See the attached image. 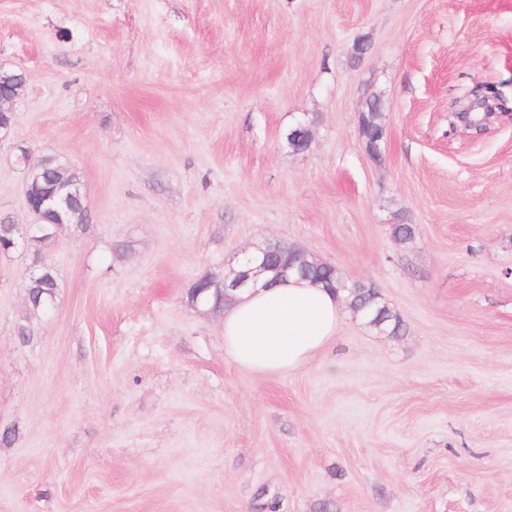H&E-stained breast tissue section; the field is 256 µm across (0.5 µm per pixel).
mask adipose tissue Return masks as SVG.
Instances as JSON below:
<instances>
[{"label": "adipose tissue", "instance_id": "obj_1", "mask_svg": "<svg viewBox=\"0 0 512 512\" xmlns=\"http://www.w3.org/2000/svg\"><path fill=\"white\" fill-rule=\"evenodd\" d=\"M340 320L335 293L291 276L238 292L225 304L224 350L257 375H284L322 353Z\"/></svg>", "mask_w": 512, "mask_h": 512}]
</instances>
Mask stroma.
<instances>
[{
  "label": "stroma",
  "instance_id": "35a3bbf8",
  "mask_svg": "<svg viewBox=\"0 0 512 512\" xmlns=\"http://www.w3.org/2000/svg\"><path fill=\"white\" fill-rule=\"evenodd\" d=\"M0 65V218L34 221L22 147L92 215L48 313L0 256V512H512V0H0ZM478 83L483 136L448 123ZM275 241L399 330L349 312L299 370L239 367L187 292ZM1 84H13L15 88L13 91L8 93L1 92L0 89V115L10 114L14 117V108L13 104L17 100L20 94V90L25 84V78H19V76L15 75L10 70L4 69L1 67L0 71ZM369 112V115L372 120V133H376L375 137L373 138V144L372 147V154L375 158H378L380 155V146L381 144L377 143L378 141L382 140L384 137V134H377L381 129L384 128L383 124V102L380 98H376L374 100H368L364 103L363 108L360 111L359 115V121L360 117L365 114V112ZM306 272L309 279L316 278L323 282L327 288L335 286L336 289L342 290L345 294V301L347 299L352 307V312H356L360 307L361 311L356 315L359 317L368 316L367 322L373 323L374 328L379 326L380 329H385L392 324V331L399 328V320L386 305L381 303L377 291L371 285L350 280L333 266L321 267L316 270L314 266L308 265Z\"/></svg>",
  "mask_w": 512,
  "mask_h": 512
}]
</instances>
